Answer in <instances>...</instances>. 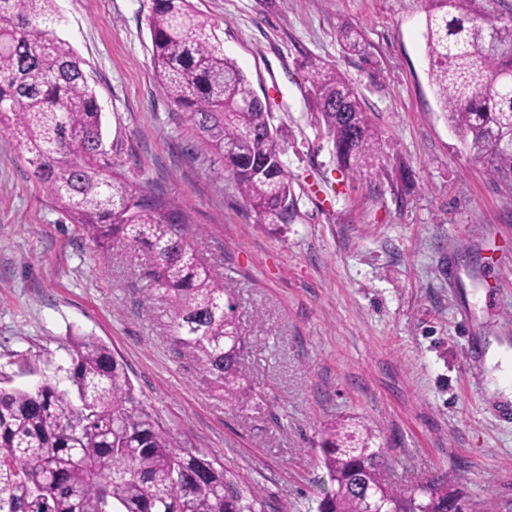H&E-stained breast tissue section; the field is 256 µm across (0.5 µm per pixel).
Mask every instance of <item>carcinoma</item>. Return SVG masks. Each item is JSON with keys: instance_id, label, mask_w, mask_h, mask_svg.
Instances as JSON below:
<instances>
[{"instance_id": "obj_1", "label": "carcinoma", "mask_w": 512, "mask_h": 512, "mask_svg": "<svg viewBox=\"0 0 512 512\" xmlns=\"http://www.w3.org/2000/svg\"><path fill=\"white\" fill-rule=\"evenodd\" d=\"M428 72L440 111L489 174L512 182V8L505 0H424ZM151 65L261 224L288 220V173L265 105L220 28L190 0H152ZM56 0H0V126L29 154L34 176L106 257L114 237L148 249L149 277L174 308L173 341L235 394L244 340L226 312L224 278L190 246L187 219L105 162L102 113L84 62L56 35ZM364 57L363 37L340 31ZM336 158L363 176L382 167L363 99L335 67L307 66ZM271 159L262 173L253 160ZM70 386L0 388V512H262L258 492L181 440L140 404L128 366L95 336L71 338ZM369 429L330 422L321 462L331 489L319 512H448L441 478L400 490L385 482V448Z\"/></svg>"}]
</instances>
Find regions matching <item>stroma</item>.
<instances>
[{
  "instance_id": "35a3bbf8",
  "label": "stroma",
  "mask_w": 512,
  "mask_h": 512,
  "mask_svg": "<svg viewBox=\"0 0 512 512\" xmlns=\"http://www.w3.org/2000/svg\"><path fill=\"white\" fill-rule=\"evenodd\" d=\"M222 30L280 129L287 223H259L204 154L150 62L151 0H57L59 35L85 62L113 167L170 201L231 289L245 347L223 388L169 338L152 258L91 236L49 198L0 127V387L69 385V342L93 335L139 399L254 486L265 512H317L326 421L380 433L405 489L443 477L474 512H512V416L489 395L491 342L512 347V185L493 178L443 116L428 74L422 0H192ZM368 57L346 55L339 27ZM361 92L384 170L340 167L305 66Z\"/></svg>"
}]
</instances>
